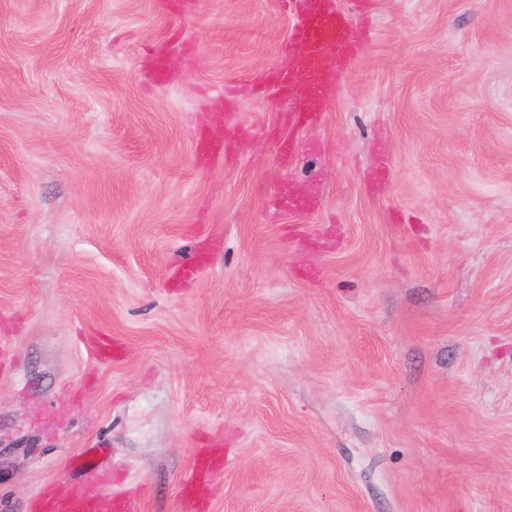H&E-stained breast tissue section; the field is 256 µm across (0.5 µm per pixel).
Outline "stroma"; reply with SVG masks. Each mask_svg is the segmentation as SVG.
I'll return each instance as SVG.
<instances>
[{"label": "stroma", "mask_w": 512, "mask_h": 512, "mask_svg": "<svg viewBox=\"0 0 512 512\" xmlns=\"http://www.w3.org/2000/svg\"><path fill=\"white\" fill-rule=\"evenodd\" d=\"M367 2L284 164L283 0H0V512H512V0ZM232 148L233 138L231 135L219 136L208 129H201L197 134L195 149L197 156L202 159L218 161L224 158L225 160L234 154ZM106 449L86 448L70 464L71 471L92 480L91 488L67 496L46 492L36 502L37 512H131L130 508L116 501L112 491L102 488L106 475ZM82 456L86 461L75 465L74 461Z\"/></svg>", "instance_id": "35a3bbf8"}]
</instances>
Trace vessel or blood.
<instances>
[{"label": "vessel or blood", "instance_id": "vessel-or-blood-1", "mask_svg": "<svg viewBox=\"0 0 512 512\" xmlns=\"http://www.w3.org/2000/svg\"><path fill=\"white\" fill-rule=\"evenodd\" d=\"M291 19L288 48L282 63L268 73L255 91L260 95L288 97L301 93L297 111L289 113L287 125L294 128L317 122L320 101L330 95L353 59L357 28L337 0H285ZM232 136L200 130L195 143L198 157L217 161L232 153ZM84 460L74 471L90 479L89 489L67 496L48 492L37 501V512H130L105 490L107 453L85 449Z\"/></svg>", "mask_w": 512, "mask_h": 512}]
</instances>
